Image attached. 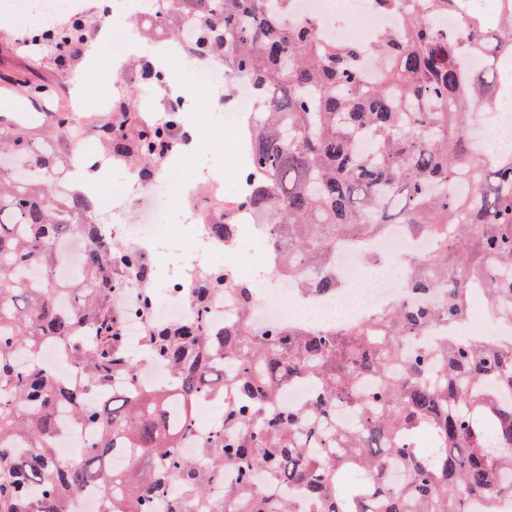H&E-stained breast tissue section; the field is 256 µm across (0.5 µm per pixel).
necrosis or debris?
Returning <instances> with one entry per match:
<instances>
[{"mask_svg": "<svg viewBox=\"0 0 512 512\" xmlns=\"http://www.w3.org/2000/svg\"><path fill=\"white\" fill-rule=\"evenodd\" d=\"M512 0H460L457 9L449 13L431 14L433 27L461 37L468 29L470 18L478 13H488L490 18L503 16L504 9ZM421 0H400L397 10L386 14L375 9L373 0H293V17L314 19L324 36L331 41H340L364 48L363 68L369 79H377L379 66L370 53L374 37L384 31L397 29L401 18L412 11L421 10ZM96 9L111 12L112 22L104 30V44L116 74L109 99L99 101L100 111H109L114 101L122 99L128 85L145 86L142 70L130 67L129 59L146 61L162 76L165 90L163 109L177 113L181 119L178 138L180 150L191 148L195 141L193 129L187 125L189 113L194 112L201 94L211 90L218 92L217 111L223 112V128L239 133L236 143V168L238 179L226 184L221 179L209 183L210 199L225 205L238 203L243 195L241 179L249 167L250 140L249 122L252 118L253 99L249 86L244 81H234L236 90L230 99H221L224 83L231 79L224 69V60L212 57L198 59L192 45L201 32L200 26H192L189 33L175 40L160 36L149 42L134 43L129 38L125 25L126 13L112 0H97ZM188 61L184 76L174 77L167 67L168 59ZM232 80V79H231ZM75 162L81 168L94 173L106 166L125 167L130 185L135 191L134 206L141 224L128 228L112 225L108 234H126L135 241L137 252L170 249L180 261L176 267L160 270L148 266L150 278L163 280L162 288L153 295L154 311L169 320H184L191 315L188 284L202 272L203 267L195 260L196 252H205L210 262H223L226 273L237 276L244 282L252 281V272L227 262V246L223 240L214 238L209 232V219L197 224L180 223L184 211H197L196 191L177 178L161 179L158 176L144 177L139 169L126 166L124 159L102 156L96 153L76 151ZM252 239L261 244L264 253L263 270L273 281L272 289L256 295L250 311V320L256 331L268 326L301 324L318 331L341 327L348 322L368 315L370 312L390 305L404 304L412 299L408 289L409 258H428L429 241H412L406 238L402 228L387 226L374 239L360 244L338 245L333 254V269L336 276L335 295L326 297L310 293L274 267L273 258L278 248L266 224L251 227Z\"/></svg>", "mask_w": 512, "mask_h": 512, "instance_id": "obj_1", "label": "necrosis or debris"}]
</instances>
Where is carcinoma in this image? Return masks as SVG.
Instances as JSON below:
<instances>
[{
  "label": "carcinoma",
  "instance_id": "obj_1",
  "mask_svg": "<svg viewBox=\"0 0 512 512\" xmlns=\"http://www.w3.org/2000/svg\"><path fill=\"white\" fill-rule=\"evenodd\" d=\"M163 26L152 38L203 26L197 49L224 57V69L250 83L252 180L244 213L265 215L282 268L312 293L336 288V244L368 241L388 224L427 238L433 255L409 288L437 302L374 315L343 330L288 326L254 333V288L226 287L216 270L191 288L194 315L153 320L147 296L115 315L112 291L147 279V262L102 239L90 196L54 188L70 169L64 141L76 124L50 115L53 136L37 147L24 128L0 119V512H71L97 494L108 512H295L282 491L302 483L319 512H501L512 502V337L450 343L427 336L435 323L466 319L472 289L512 322V156L492 159L470 136L476 108L497 98L498 65L512 62V13L494 30L476 15L471 50L488 68L468 76L460 47L419 15L373 42L384 78L366 83L362 49L321 38L311 19L289 16L290 0H159ZM29 38L88 45L78 19ZM175 118L139 124L119 110L89 131L119 155L149 162L174 142ZM85 241L76 270L58 274L55 245ZM231 295L221 328L212 301ZM144 318L139 347L175 380L129 389L141 359L123 322ZM67 357L64 377L42 353ZM314 381V402L284 406L282 390ZM232 382L236 400L224 402ZM222 403L223 430L184 447L198 399ZM360 418L336 431V408ZM85 428L77 455L58 457L64 427ZM127 465L113 468V459ZM233 467L224 498L211 486Z\"/></svg>",
  "mask_w": 512,
  "mask_h": 512
}]
</instances>
